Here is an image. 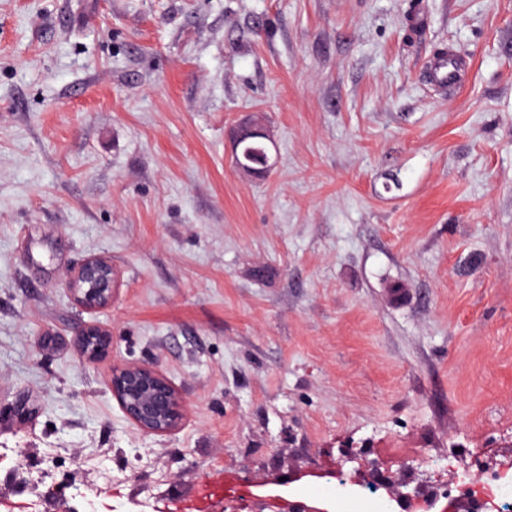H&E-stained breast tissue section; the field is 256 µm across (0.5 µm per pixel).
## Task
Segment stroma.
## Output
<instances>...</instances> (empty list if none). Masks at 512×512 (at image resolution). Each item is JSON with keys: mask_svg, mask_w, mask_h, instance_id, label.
Listing matches in <instances>:
<instances>
[{"mask_svg": "<svg viewBox=\"0 0 512 512\" xmlns=\"http://www.w3.org/2000/svg\"><path fill=\"white\" fill-rule=\"evenodd\" d=\"M446 48L457 89L428 80ZM255 117L260 179L232 152ZM94 254L99 311L64 281ZM142 360L172 433L112 396ZM478 457L512 458V0H0V512L324 510L366 459L412 488ZM256 139L269 140L266 133L259 127L245 126L237 131L233 141L235 164L244 173L266 176L276 168V160L272 156L263 159L266 153H268L267 146L263 142L251 141L242 146L239 156L240 145L243 142ZM241 160L251 165H258L261 161L262 163L259 167H252L244 164ZM65 280L77 304L87 310H98L112 305L119 275L105 257L90 256L67 271ZM76 345L82 358L88 362L106 357L112 349V334L95 324H87L75 332ZM110 388L127 419L147 433L173 432L187 417L185 400L153 362L113 365Z\"/></svg>", "mask_w": 512, "mask_h": 512, "instance_id": "35a3bbf8", "label": "stroma"}]
</instances>
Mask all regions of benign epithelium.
Masks as SVG:
<instances>
[{
	"mask_svg": "<svg viewBox=\"0 0 512 512\" xmlns=\"http://www.w3.org/2000/svg\"><path fill=\"white\" fill-rule=\"evenodd\" d=\"M265 140L266 133L259 127L240 128L233 141L236 166L244 173L266 176L276 168V160L266 157L258 167L241 161L239 147L250 140ZM68 290L81 307L98 310L109 307L117 291L119 275L112 262L103 256H90L65 275ZM76 345L82 358L88 362L106 357L112 349V334L95 324H87L75 332ZM112 396L124 415L141 430L163 435L177 430L187 417L186 402L172 382L153 362H127L112 366L110 379ZM392 497L398 504L416 497H427L436 502L446 499L440 512H482L477 498L459 493L439 492L435 487L416 486L410 492H397Z\"/></svg>",
	"mask_w": 512,
	"mask_h": 512,
	"instance_id": "benign-epithelium-1",
	"label": "benign epithelium"
}]
</instances>
